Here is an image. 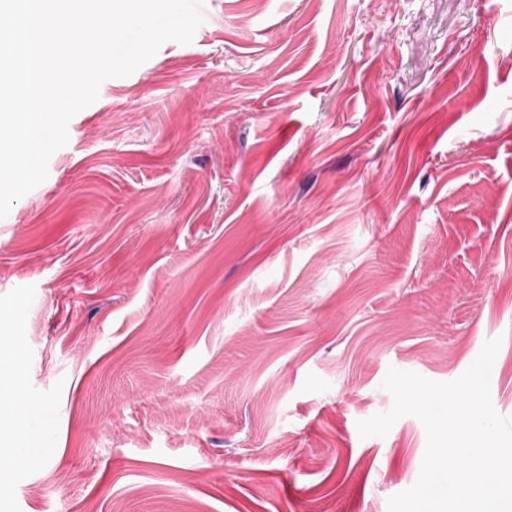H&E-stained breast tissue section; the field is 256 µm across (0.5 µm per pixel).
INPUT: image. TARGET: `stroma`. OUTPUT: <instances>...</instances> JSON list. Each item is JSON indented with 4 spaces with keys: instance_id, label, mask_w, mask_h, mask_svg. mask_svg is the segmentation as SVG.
<instances>
[{
    "instance_id": "stroma-1",
    "label": "stroma",
    "mask_w": 512,
    "mask_h": 512,
    "mask_svg": "<svg viewBox=\"0 0 512 512\" xmlns=\"http://www.w3.org/2000/svg\"><path fill=\"white\" fill-rule=\"evenodd\" d=\"M0 218L27 410L7 512H387L425 430L389 367L500 339L512 0H203Z\"/></svg>"
}]
</instances>
